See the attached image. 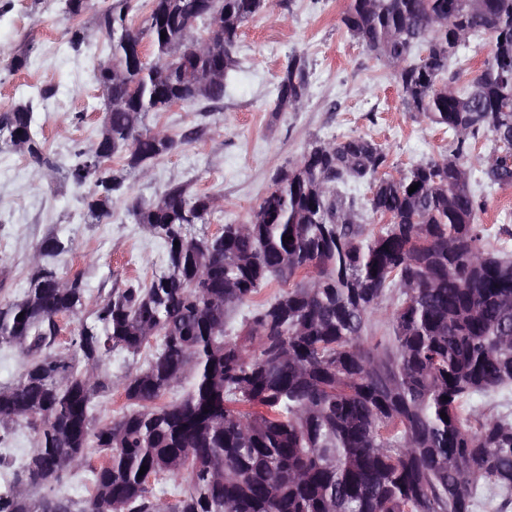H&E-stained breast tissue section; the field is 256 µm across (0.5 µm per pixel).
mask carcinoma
Returning <instances> with one entry per match:
<instances>
[{"instance_id": "cac0c4a2", "label": "carcinoma", "mask_w": 512, "mask_h": 512, "mask_svg": "<svg viewBox=\"0 0 512 512\" xmlns=\"http://www.w3.org/2000/svg\"><path fill=\"white\" fill-rule=\"evenodd\" d=\"M271 2L153 0L139 27L129 23L131 0L97 14L90 33L110 50L95 72L105 121L69 171L76 187L90 186V218L108 215L128 190L107 161L142 170L177 147L146 125L149 114L172 97L224 99L240 29ZM341 24L395 65L402 104L447 128L452 153L383 181L387 155L372 141H315L247 223L216 238L191 233L215 198L171 182L159 199L130 206L166 242L164 267L90 310L80 276L62 279L40 263L67 252L45 239L26 290L0 307V344L30 357L19 380L0 387V428L25 421L37 433L0 512H73L75 500L35 499L27 488L60 482L90 449L101 463L80 512H512V419L472 412L474 400L512 390V256L486 247L465 165L481 138L497 154L512 144V0H350ZM90 33L70 30L71 48ZM463 35L488 37L492 51L459 88L450 63L467 46L456 44ZM144 39L151 61L136 54ZM308 86L295 56L275 87L276 109L297 108ZM36 123L31 100L1 112L0 151L46 165ZM484 175L511 186L512 164ZM351 182L368 184L371 213L391 211L398 223L368 229L339 190ZM303 267L314 275L294 279ZM272 278L287 288L232 333V315ZM387 300L390 332L370 343V317ZM86 311L72 356L56 352L58 316ZM149 344L123 383L131 409L96 423L94 400L109 389L105 357ZM187 377L190 388L165 400ZM143 466L157 482L178 481L174 503L139 475Z\"/></svg>"}]
</instances>
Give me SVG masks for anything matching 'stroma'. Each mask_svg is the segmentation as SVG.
<instances>
[{
  "label": "stroma",
  "mask_w": 512,
  "mask_h": 512,
  "mask_svg": "<svg viewBox=\"0 0 512 512\" xmlns=\"http://www.w3.org/2000/svg\"><path fill=\"white\" fill-rule=\"evenodd\" d=\"M348 4L274 0L269 11L249 21L233 49L239 67L220 104L206 112L186 104L149 115L148 126L179 145L146 173L130 175L131 196L150 202L170 182L189 184L217 201L206 223L195 227L210 236L225 225L246 223L280 170L314 141L372 140L396 173L448 155L451 134L407 111L393 67L342 26ZM70 26L63 0H0V111L36 100L35 130L53 162L45 170L23 154L0 152V306L24 291L32 254L51 236L68 247L53 260L58 273L82 277L91 303L112 288L150 280L163 267V240L134 222L127 202L114 203L102 222L92 221L82 202L85 189L69 177L74 152L89 147L102 125L94 69L107 56L97 36L73 52ZM295 54L306 60L308 93L297 110L278 112L274 87ZM19 58L25 66H16ZM492 148L485 138L472 145L471 186L482 198L481 223L512 232V186L490 184L481 172ZM144 360L120 348L106 357L112 386L95 401L98 421L127 410L122 383ZM34 446L35 431L26 424L0 430L1 498L12 495L14 473Z\"/></svg>",
  "instance_id": "obj_1"
}]
</instances>
